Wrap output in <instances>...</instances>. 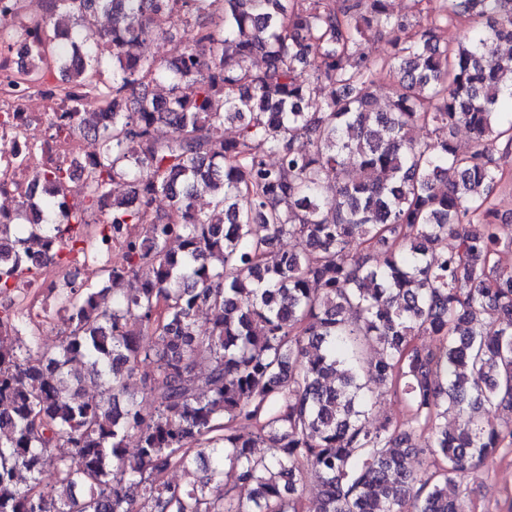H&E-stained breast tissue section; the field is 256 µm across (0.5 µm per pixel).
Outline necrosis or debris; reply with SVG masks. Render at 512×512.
Wrapping results in <instances>:
<instances>
[{
  "label": "necrosis or debris",
  "instance_id": "1",
  "mask_svg": "<svg viewBox=\"0 0 512 512\" xmlns=\"http://www.w3.org/2000/svg\"><path fill=\"white\" fill-rule=\"evenodd\" d=\"M69 35L68 16L56 0H0V224H14L19 210L41 216V198L55 196L59 216L85 211L88 224H101L92 253L50 248L49 259L31 282L16 290L28 311L48 320L53 296L71 282H90L112 266L121 249L108 232L112 204L86 209L82 179L96 154L89 128L102 123L101 104L74 90L49 52ZM66 171L69 186L56 191L47 173Z\"/></svg>",
  "mask_w": 512,
  "mask_h": 512
}]
</instances>
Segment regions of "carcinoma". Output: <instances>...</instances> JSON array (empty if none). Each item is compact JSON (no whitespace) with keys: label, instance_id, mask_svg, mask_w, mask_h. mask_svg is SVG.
<instances>
[{"label":"carcinoma","instance_id":"1","mask_svg":"<svg viewBox=\"0 0 512 512\" xmlns=\"http://www.w3.org/2000/svg\"><path fill=\"white\" fill-rule=\"evenodd\" d=\"M60 2L112 16L111 33L77 25L51 52L112 112L93 129L89 206L127 184L112 232L140 231L107 270L110 304L90 284L59 291L55 351L23 349L0 310V512H470L469 468L512 456V224L487 149L512 151V52L486 51L512 43V0H443L424 25L390 0ZM159 11L195 31L166 61L139 49ZM373 29L392 35L382 63L361 48ZM457 126L471 149L415 135ZM286 237L300 250L267 260ZM40 265L1 224L0 293ZM370 381L405 418L366 423Z\"/></svg>","mask_w":512,"mask_h":512}]
</instances>
